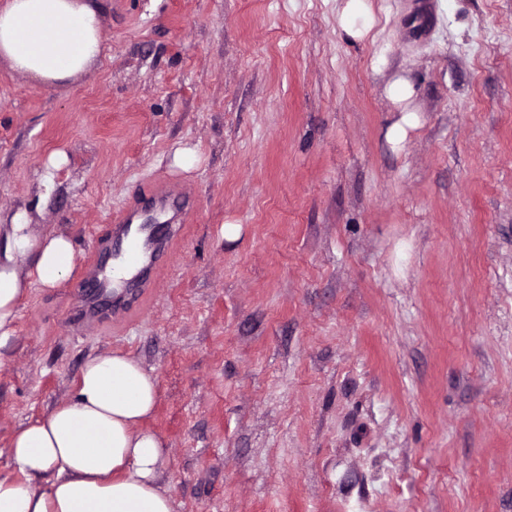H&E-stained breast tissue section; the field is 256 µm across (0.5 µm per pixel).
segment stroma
<instances>
[{
  "mask_svg": "<svg viewBox=\"0 0 512 512\" xmlns=\"http://www.w3.org/2000/svg\"><path fill=\"white\" fill-rule=\"evenodd\" d=\"M371 4L356 41L344 0H107L90 76L0 69V212L75 249L18 304L1 474L119 351L157 380L174 512H512V0ZM151 182L194 197L168 262L127 317L66 329ZM368 0H347L340 14L344 30L355 40L366 39L377 23Z\"/></svg>",
  "mask_w": 512,
  "mask_h": 512,
  "instance_id": "stroma-1",
  "label": "stroma"
}]
</instances>
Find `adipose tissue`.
Here are the masks:
<instances>
[{
    "label": "adipose tissue",
    "mask_w": 512,
    "mask_h": 512,
    "mask_svg": "<svg viewBox=\"0 0 512 512\" xmlns=\"http://www.w3.org/2000/svg\"><path fill=\"white\" fill-rule=\"evenodd\" d=\"M105 0H0V67L59 92L105 56ZM30 261L27 274L17 262ZM75 258L61 233L33 235L26 209L0 227V365L14 338L27 288L56 287ZM156 379L132 356L88 359L73 400L17 429L10 454L17 477H0V512H173L161 479L168 452L146 421Z\"/></svg>",
    "instance_id": "ef3b65f1"
}]
</instances>
